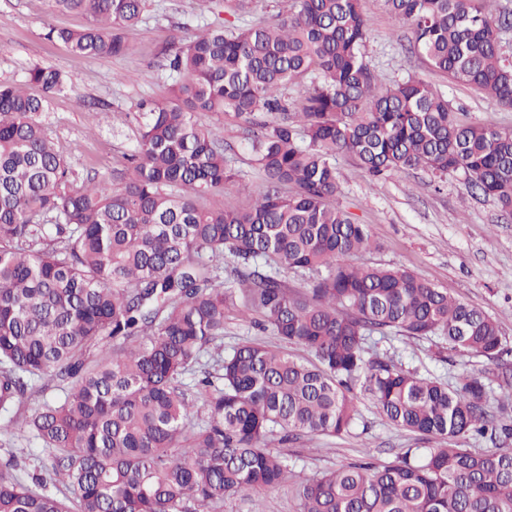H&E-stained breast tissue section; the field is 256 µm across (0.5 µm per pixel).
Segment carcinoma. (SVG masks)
Listing matches in <instances>:
<instances>
[{
	"mask_svg": "<svg viewBox=\"0 0 512 512\" xmlns=\"http://www.w3.org/2000/svg\"><path fill=\"white\" fill-rule=\"evenodd\" d=\"M259 25L212 22L164 51L166 92L126 113L134 148L113 180L72 187L71 169L36 116L64 88L35 67L27 88L0 84V429L19 422L29 390L54 385L25 425L53 451L50 477L0 462V512H224L295 478L299 512H512V448L476 452L469 436L512 438L492 389L460 375L449 385L378 356L391 333L448 341L500 361L507 340L484 311L405 267L354 265L378 249L339 201L336 157L371 177L425 168L462 173L467 192L512 213V129L463 124L447 97L410 77L382 83L365 50L360 0H287ZM86 15L80 30L45 36L86 58L122 56L124 31L146 0H49ZM412 30V52L448 80L512 107L508 15L483 0H384ZM309 80L297 111L282 87ZM244 125L264 187L244 211L206 198L243 187L224 134L203 117ZM54 219L43 224L45 217ZM233 259L230 286L219 280ZM312 273L303 291L288 272ZM279 347L244 341L194 387L183 375L224 339L234 313ZM310 352L295 359L288 346ZM394 426L434 440L384 465L358 462L319 476L294 472L274 447L350 432L353 384ZM61 484L66 493L51 491Z\"/></svg>",
	"mask_w": 512,
	"mask_h": 512,
	"instance_id": "carcinoma-1",
	"label": "carcinoma"
}]
</instances>
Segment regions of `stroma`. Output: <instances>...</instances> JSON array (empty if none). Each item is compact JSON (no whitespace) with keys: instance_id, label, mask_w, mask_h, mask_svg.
Listing matches in <instances>:
<instances>
[{"instance_id":"35a3bbf8","label":"stroma","mask_w":512,"mask_h":512,"mask_svg":"<svg viewBox=\"0 0 512 512\" xmlns=\"http://www.w3.org/2000/svg\"><path fill=\"white\" fill-rule=\"evenodd\" d=\"M370 21L367 60L385 83L411 76L436 85L465 123L512 129V109L472 89L449 83L411 54L412 33L386 12L383 0H361ZM209 0H148L141 20L127 33L132 46L123 56L85 59L62 44L45 39L47 27L78 28L86 19L77 13L51 10L48 0H0V83L24 81L30 68L59 69L66 88L39 120L69 164L72 184L112 172L136 143V127L125 115L139 100L162 94L167 73L161 54L173 35H188L213 22ZM207 123L223 127L226 155L243 174V190L229 189L209 197L207 206L248 208L264 185L251 158L243 127L207 115ZM340 200L352 219L368 225L379 244L356 256L359 264L404 265L421 279L493 317L512 346V215L491 199L465 194L461 174L444 177L419 168L383 180L371 179L349 157H339ZM371 353L403 368L443 381L468 371L495 383L496 362L449 350L439 339L388 336ZM356 424L350 433L318 436L284 445L295 468L312 477L339 466L368 460L382 464L409 448L427 447L425 437L390 424L363 392H356ZM15 456L23 472L51 473L54 454L41 447L24 427L0 430V458ZM298 512L292 483L261 493L258 502L237 498L224 512Z\"/></svg>"}]
</instances>
